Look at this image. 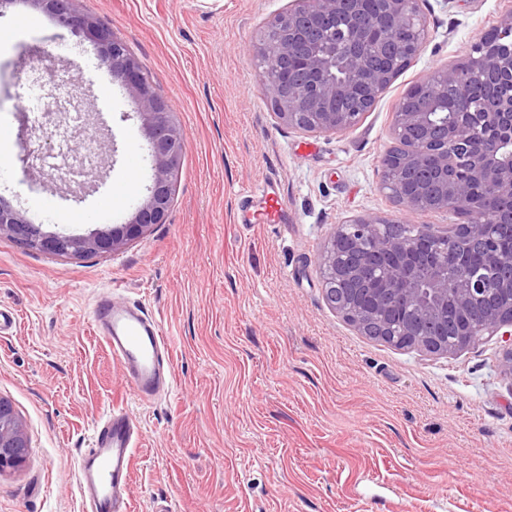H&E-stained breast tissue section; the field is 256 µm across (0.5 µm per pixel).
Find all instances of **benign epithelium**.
<instances>
[{"instance_id":"obj_1","label":"benign epithelium","mask_w":512,"mask_h":512,"mask_svg":"<svg viewBox=\"0 0 512 512\" xmlns=\"http://www.w3.org/2000/svg\"><path fill=\"white\" fill-rule=\"evenodd\" d=\"M53 16L57 25L83 35L102 66L140 108L153 161L147 195L122 224L87 235L48 232L0 200V235L52 255L116 253L164 224L172 202V177L185 137L170 103L157 95L142 62L112 31L74 7V0H26ZM292 0L257 48L261 78L276 115L307 132L338 133L354 127L397 76L425 50L429 24L419 0ZM411 33L404 39L399 32ZM495 37L473 44L469 56L438 68L427 82L433 99L475 80L477 100L462 101L469 121L454 127L433 119L434 104H414L411 88L393 112L392 146L382 157L380 189L404 213L401 223L432 211L453 210L460 222L420 235L390 231L395 220L355 215L337 225L319 257L326 304L366 336L397 348L446 356L509 328L503 370L512 379V253L498 239L512 238V224L497 208L478 209L469 182L478 181L492 199L512 201V10L495 26ZM343 99L347 107L339 109ZM483 250L498 271L495 284L473 275L448 277L442 259L465 247ZM411 317L394 324L391 311ZM29 439L11 404L0 398V472L27 459Z\"/></svg>"}]
</instances>
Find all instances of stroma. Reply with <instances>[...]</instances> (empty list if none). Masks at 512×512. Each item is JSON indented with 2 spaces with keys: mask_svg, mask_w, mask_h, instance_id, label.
Instances as JSON below:
<instances>
[{
  "mask_svg": "<svg viewBox=\"0 0 512 512\" xmlns=\"http://www.w3.org/2000/svg\"><path fill=\"white\" fill-rule=\"evenodd\" d=\"M290 0H76L145 65L186 147L167 223L117 254L54 256L0 236V398L24 421L29 455L0 474V512H86L75 466L99 419L140 424L133 512H512V381L494 336L447 356L360 334L325 303L318 256L348 217L402 218L380 188L397 101L512 9V0H420L425 51L359 123L313 133L281 122L259 80L255 48ZM0 126L12 136L0 197L47 230L93 231L64 214L112 199L136 170L151 182L132 97L103 78L82 37L11 0L0 29ZM37 44L80 113L101 114L103 178L67 199L43 173L78 145L46 138L19 110ZM276 187L284 224L242 225V195ZM120 288L159 321L173 388L140 402L93 332L92 300Z\"/></svg>",
  "mask_w": 512,
  "mask_h": 512,
  "instance_id": "obj_1",
  "label": "stroma"
}]
</instances>
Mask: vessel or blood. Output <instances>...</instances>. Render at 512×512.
<instances>
[{"label":"vessel or blood","instance_id":"b4317fda","mask_svg":"<svg viewBox=\"0 0 512 512\" xmlns=\"http://www.w3.org/2000/svg\"><path fill=\"white\" fill-rule=\"evenodd\" d=\"M255 194L263 199L271 221L287 223L273 185L262 186ZM92 325L141 401L169 391L170 380L159 371L167 360V344L156 319L136 304L105 296L92 309ZM138 437L136 420L123 411L107 413L97 424L91 447L81 450L76 464L87 512H130L127 483Z\"/></svg>","mask_w":512,"mask_h":512}]
</instances>
